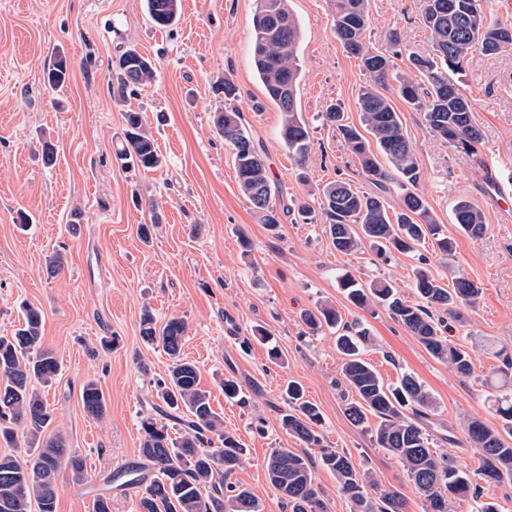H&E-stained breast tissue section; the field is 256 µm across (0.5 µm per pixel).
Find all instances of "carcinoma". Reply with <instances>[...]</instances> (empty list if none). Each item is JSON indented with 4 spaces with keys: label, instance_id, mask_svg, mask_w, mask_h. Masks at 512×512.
<instances>
[{
    "label": "carcinoma",
    "instance_id": "1",
    "mask_svg": "<svg viewBox=\"0 0 512 512\" xmlns=\"http://www.w3.org/2000/svg\"><path fill=\"white\" fill-rule=\"evenodd\" d=\"M150 19L164 28L180 15V0H146ZM333 31L344 50L360 60L368 82L357 99L361 127L344 122L340 105H330L323 121L336 128L350 152L356 156L364 176L377 191L364 193L352 184L336 181L319 190V207L333 246L341 253L358 252L365 245L376 255L387 258L396 251L411 253L433 240L446 256L453 250L452 239L419 192L417 156L404 133L401 117L389 92V78L397 81L398 96L410 107L422 112L432 133L448 145L465 152L474 149L480 130L472 120L470 102L448 73L461 70V63L478 47L487 54L512 48V23L487 17L484 0H423V21L430 31L431 52H413L409 63L427 81L422 86L413 77L392 73L393 64L385 54L366 42L369 28L368 0H331ZM301 29L288 0H257L252 20V60L266 99L281 112L280 135L298 163H303L309 148V125L298 102L301 75L298 46ZM113 93L124 98L153 82L155 67L135 47L119 56ZM69 79V67L57 59L47 71L46 80L53 89ZM238 89L224 79V108L214 112L213 126L233 149L237 183L242 195L260 214L267 229L277 233L280 219L274 201L273 186L264 158V149L256 144L244 124L242 112L232 104ZM126 129L117 158L126 166L145 172L157 171L163 158L145 127L141 113H125ZM370 134L378 152L371 150L364 134ZM387 165H382L377 154ZM399 197V211L387 207L386 198ZM452 215L458 228L471 238L484 233L483 211L465 198L457 199ZM339 287L355 307L387 305L392 317L414 336L425 350L438 360L447 361L462 376L473 372L472 356L443 336L444 320L435 315L442 310L460 321V309L471 307L482 288L474 280L458 276L448 287L428 268L427 258L414 270L413 288L419 301L403 299L388 280H373L363 287L349 274L339 279ZM302 320L311 332L323 326L342 328L336 337L343 355L341 373L348 391L344 413L355 425L367 423L368 416L380 419L374 431L377 447L396 456L407 472L409 482L424 496L427 512H452L456 500L470 498L476 512H499L498 505L482 500V486L473 477L489 483L512 482V399L495 400L498 425L493 427L479 418L464 425L470 447L478 458L477 467L463 470L446 456L430 448L431 440L423 426L433 399L424 386L410 374L387 386L362 357L369 342L364 330L341 324L336 309L319 304L304 312ZM43 318L34 307L25 309L24 323L15 333L0 336V438L14 440V428L22 429L26 456L0 455V512H57L60 474L70 472L72 480L86 478V463L77 452L67 448L60 435L44 436L51 413L40 387L51 384L60 371L54 354L42 344ZM186 322L172 317L162 326L149 310L141 318V337L162 347L169 356L167 379L158 382L151 410L141 421V464L111 475L107 483L119 488L137 487L139 512H261V502L248 488L230 481V476L245 461L247 449L237 436L223 429L221 417L213 410L210 394L200 386L196 366L181 356ZM288 412L281 417L285 433L309 448L321 444L317 427L322 413L304 398L302 387L288 383ZM84 412L94 418L106 413V401L97 383L83 386ZM183 425L178 437H171L169 425L160 417ZM214 433L220 447H202V435ZM321 464L336 477L341 492L351 501L354 512H405L406 502L397 492L382 489L375 476L353 458L335 450H325ZM271 486L288 505L289 512H330L315 484L313 466L306 456L287 448H274L266 463Z\"/></svg>",
    "mask_w": 512,
    "mask_h": 512
}]
</instances>
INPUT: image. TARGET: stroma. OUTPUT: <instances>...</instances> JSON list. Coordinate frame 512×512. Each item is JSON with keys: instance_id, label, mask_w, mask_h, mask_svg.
I'll return each instance as SVG.
<instances>
[{"instance_id": "35a3bbf8", "label": "stroma", "mask_w": 512, "mask_h": 512, "mask_svg": "<svg viewBox=\"0 0 512 512\" xmlns=\"http://www.w3.org/2000/svg\"><path fill=\"white\" fill-rule=\"evenodd\" d=\"M181 4L177 22L160 28L146 0H0V336L19 328L24 306L32 305L43 315V345L61 365L45 389L52 413L46 432L61 434L85 459L88 480L60 477L57 512H93L100 493L111 497L112 512H137L135 491L110 487L107 478L118 465L140 462V422L168 372L162 348L140 337L147 307L158 322L185 320L184 354L198 367L225 430L248 450L231 479L258 496L262 512H288L266 475L274 448L316 461V482L330 512L354 507L319 464L325 448L350 453L384 489L401 493L406 512H425L399 459L375 447L377 417L356 426L344 414L335 330L310 333L301 315L328 303L344 321L367 328L373 343L364 356L385 383L410 373L432 396L436 407L424 426L434 450L460 468H474L464 423L471 417L493 423L488 398L501 384L503 357L512 358V210L489 202L494 183L512 180V49L494 55L475 50L463 62L459 86L481 132L473 152L441 142L422 112L397 105L418 159V188L454 242L450 256L430 255L429 267L442 282L461 275L482 288L476 304L462 311L464 326L446 332L473 357L472 374L463 376L433 358L387 308L354 307L338 286L346 272L364 283L384 278L415 300L414 255L338 252L323 224L294 210L297 200L337 179L374 190L321 118L337 103L348 122L358 123V93L367 81L359 60L332 32L329 0H289L302 30L298 97L311 134L302 166L281 140V114L253 70L256 0ZM421 9V0H369L366 40L391 55L398 70H405L409 52L431 50ZM129 45L153 60L155 80L120 100L109 82ZM60 53L71 76L55 93L43 76ZM226 79L238 87L236 105L292 207L280 217V234L266 229L241 194L232 152L213 127L212 116L224 105L217 87ZM130 109L142 112L165 159L159 171L124 168L115 156ZM46 141L55 149L48 164L41 155ZM461 197L485 215L481 238L466 236L452 220ZM147 223L153 231L146 244L138 229ZM56 251L66 265L51 276L46 260ZM258 326L268 332L267 343L254 338ZM271 345L281 353L279 362L268 357ZM225 379L238 383L239 400L225 398ZM291 380L322 413L318 447L305 448L281 428ZM90 381L107 401L100 419L82 407V388Z\"/></svg>"}]
</instances>
